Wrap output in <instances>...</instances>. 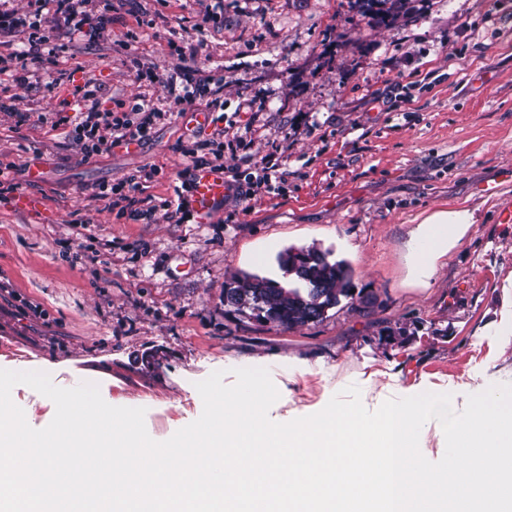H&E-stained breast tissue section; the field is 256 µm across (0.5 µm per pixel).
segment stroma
<instances>
[{"label":"stroma","instance_id":"1","mask_svg":"<svg viewBox=\"0 0 512 512\" xmlns=\"http://www.w3.org/2000/svg\"><path fill=\"white\" fill-rule=\"evenodd\" d=\"M384 25L348 0H82L111 17L96 35L45 26L68 44L0 72V368L39 369L146 410L169 439L203 411L196 382L264 367L285 423L355 385L368 410L391 398L468 395L512 383V0H410ZM196 70L221 81V110L174 112L168 87L137 72ZM97 85L104 109L145 95L165 110L139 148L89 155L45 117L65 94L51 75ZM252 111H244L246 103ZM30 120L20 126L15 112ZM252 123L248 147L238 127ZM223 130L224 209L210 223L172 217L183 146ZM281 154L284 183L249 194L254 164ZM149 170L135 196L149 218L119 214L113 183ZM36 197L35 211L17 208ZM468 210L470 224L419 273L421 222ZM317 246L347 263L353 295L323 320L286 330L227 311L224 282L243 272L285 281L277 257Z\"/></svg>","mask_w":512,"mask_h":512}]
</instances>
